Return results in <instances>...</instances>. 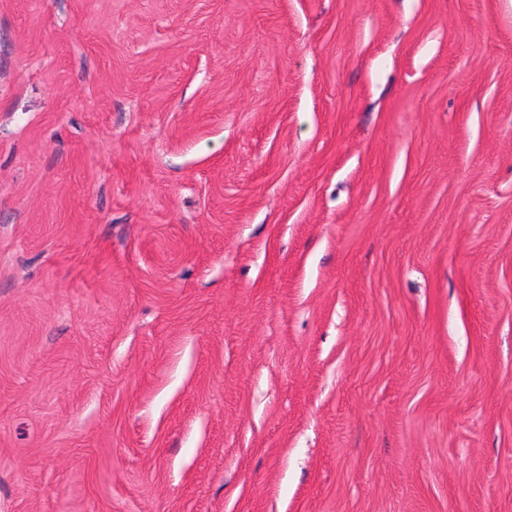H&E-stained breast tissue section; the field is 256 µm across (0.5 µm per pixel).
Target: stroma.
I'll list each match as a JSON object with an SVG mask.
<instances>
[{
	"instance_id": "1",
	"label": "stroma",
	"mask_w": 512,
	"mask_h": 512,
	"mask_svg": "<svg viewBox=\"0 0 512 512\" xmlns=\"http://www.w3.org/2000/svg\"><path fill=\"white\" fill-rule=\"evenodd\" d=\"M0 512H512V0H0Z\"/></svg>"
}]
</instances>
